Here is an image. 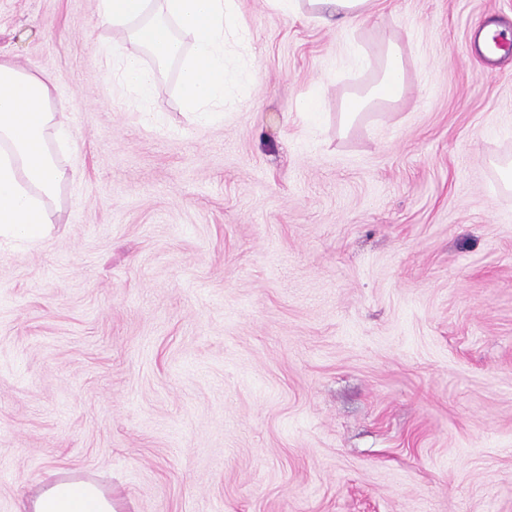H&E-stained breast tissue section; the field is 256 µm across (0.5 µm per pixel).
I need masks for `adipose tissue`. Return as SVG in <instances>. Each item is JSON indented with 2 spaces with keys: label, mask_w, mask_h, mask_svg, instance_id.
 <instances>
[{
  "label": "adipose tissue",
  "mask_w": 512,
  "mask_h": 512,
  "mask_svg": "<svg viewBox=\"0 0 512 512\" xmlns=\"http://www.w3.org/2000/svg\"><path fill=\"white\" fill-rule=\"evenodd\" d=\"M380 0H273L284 15L304 16L328 26L346 27L370 19ZM391 101L406 92L401 49L384 48L377 86L362 94L371 104L379 91ZM66 126L51 109L49 80L0 60V246L17 238L38 241L50 223L62 174L51 143H65ZM17 512H115L111 491L93 481L48 480L22 496Z\"/></svg>",
  "instance_id": "1"
}]
</instances>
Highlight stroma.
Segmentation results:
<instances>
[{
	"label": "stroma",
	"mask_w": 512,
	"mask_h": 512,
	"mask_svg": "<svg viewBox=\"0 0 512 512\" xmlns=\"http://www.w3.org/2000/svg\"><path fill=\"white\" fill-rule=\"evenodd\" d=\"M239 8L241 106L194 121L174 67L146 123L97 0H0L69 128L47 234L0 248V512L52 476L117 512H512V52L469 41L512 0ZM388 38L407 94L345 123ZM384 0H274L288 16H304L328 26L346 27L370 19Z\"/></svg>",
	"instance_id": "1"
}]
</instances>
